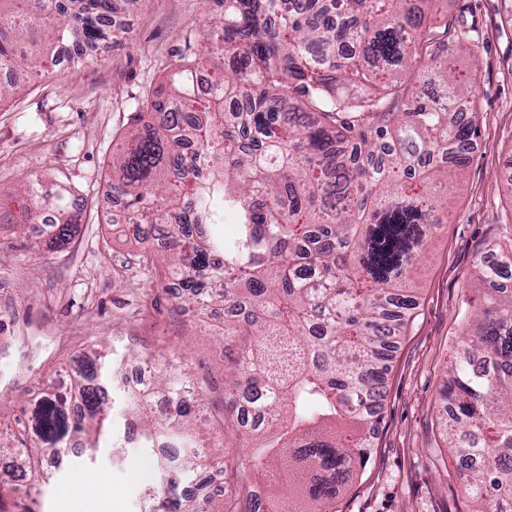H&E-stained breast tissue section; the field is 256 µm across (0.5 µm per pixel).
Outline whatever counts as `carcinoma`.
<instances>
[{"instance_id":"cac0c4a2","label":"carcinoma","mask_w":512,"mask_h":512,"mask_svg":"<svg viewBox=\"0 0 512 512\" xmlns=\"http://www.w3.org/2000/svg\"><path fill=\"white\" fill-rule=\"evenodd\" d=\"M137 0H0V99L57 62L113 37L112 16ZM437 0H217L203 37L213 59H177L145 102L153 123L112 152V190L132 220L174 238L157 272L177 282L205 313L224 308V339L241 343L224 378V417L253 407L243 436L259 441L253 465L266 472L283 512H341L344 492L371 456V403L383 400L395 339L417 305L412 287L439 224L448 179L467 161L474 116H462L473 86L448 69L467 39ZM239 60L230 72L216 64ZM209 65L213 96L200 103L193 76ZM29 203L0 223L41 224V242H70L79 212L69 191L39 183ZM237 226L231 241L212 227ZM478 311L449 368L442 398L447 435L476 465L459 479L479 512H512V268L474 261ZM114 368L95 350L85 368L52 386L32 415L33 434L0 430V459L48 485L47 457L69 456L78 439L94 460L96 437L111 431ZM209 382L158 372L149 388L124 392L144 448L157 440L179 453L157 461L160 482L147 512H221L210 484L220 457L196 447ZM201 492L182 494L185 484ZM0 481V512H36L31 490Z\"/></svg>"}]
</instances>
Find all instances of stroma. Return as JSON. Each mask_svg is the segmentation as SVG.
I'll list each match as a JSON object with an SVG mask.
<instances>
[{"instance_id": "obj_1", "label": "stroma", "mask_w": 512, "mask_h": 512, "mask_svg": "<svg viewBox=\"0 0 512 512\" xmlns=\"http://www.w3.org/2000/svg\"><path fill=\"white\" fill-rule=\"evenodd\" d=\"M465 17L481 49L456 50L452 64L475 86L478 135L455 177L445 222L418 275V306L393 349L378 408L371 459L343 495L342 512H477L458 479L460 460L443 436L441 398L469 300L478 299L476 254L512 238V0H444ZM211 7L204 0H138L120 15L116 41L81 62L43 71L0 101V212H18L24 186L63 184L80 201L81 219L66 248L36 247L31 226L0 223V421L13 422L51 384L62 364H78L105 346L125 366L150 356L155 368L183 365L210 381L209 413L224 409V376L240 348L225 341L223 308L209 317L187 310L158 287L155 268L168 250L139 243L141 228L112 221V151L140 127L143 102L175 60L197 52ZM202 444L223 443L224 507L246 512L258 479L246 441L197 426ZM151 449L128 448L123 462L99 450L89 464L63 465L42 512H66L63 492L85 479L87 501L115 512H144V486L158 480Z\"/></svg>"}]
</instances>
